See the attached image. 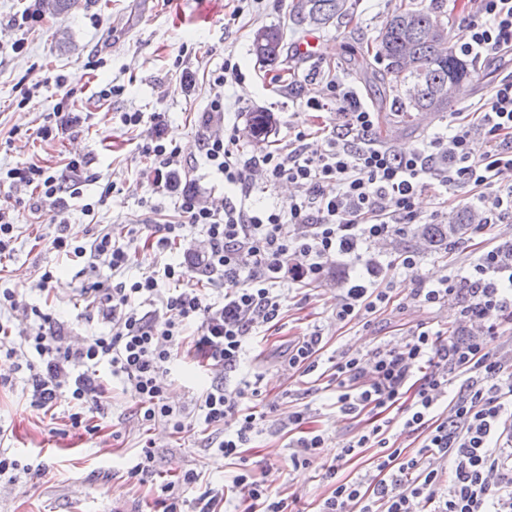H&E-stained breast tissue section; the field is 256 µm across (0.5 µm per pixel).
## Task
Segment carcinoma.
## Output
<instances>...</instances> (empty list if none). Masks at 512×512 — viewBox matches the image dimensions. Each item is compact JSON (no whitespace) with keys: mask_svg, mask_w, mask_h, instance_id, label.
<instances>
[{"mask_svg":"<svg viewBox=\"0 0 512 512\" xmlns=\"http://www.w3.org/2000/svg\"><path fill=\"white\" fill-rule=\"evenodd\" d=\"M442 6L433 3L418 9L397 10L386 20L377 44L376 59L385 62L380 79L396 92L394 105L403 114L443 112L452 96L448 86L470 76L468 64L448 45V33L440 18ZM347 0H293L292 15L299 24L325 27L344 17ZM283 32L275 27L254 34L253 50L264 62H275L283 50ZM270 114L257 112L251 118L252 137L268 133ZM472 226L468 212L446 224H420L417 232L432 245L461 239Z\"/></svg>","mask_w":512,"mask_h":512,"instance_id":"1","label":"carcinoma"}]
</instances>
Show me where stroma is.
<instances>
[{"instance_id": "obj_1", "label": "stroma", "mask_w": 512, "mask_h": 512, "mask_svg": "<svg viewBox=\"0 0 512 512\" xmlns=\"http://www.w3.org/2000/svg\"><path fill=\"white\" fill-rule=\"evenodd\" d=\"M34 0H0V168L38 163L60 168L64 159L80 155L90 159L88 178L81 198L70 200L64 214L77 235L115 225H129L151 235L162 224L180 220L172 192L152 191L147 182L148 160L136 150V138L114 115L118 112H164L167 136L180 145L190 166L181 174V184L215 199L225 196L221 176L200 164L198 134L216 92H223L226 107L214 125L245 129L253 113L273 114L265 140L252 144L240 139L246 155L283 146L287 124L311 129L328 121L329 112H314L300 105V97L313 94L305 77L311 68L348 80L361 102L379 114L380 139L396 151L405 152L444 129L457 113L478 112L500 75L496 65L474 64L463 93L455 95L447 111L408 120L395 112L392 100L375 77L377 40L386 19L397 9L429 6L431 0H348L346 16L335 24L316 28L297 25L290 9L292 0H265L259 13L244 14L225 29V0H76L67 13L45 14L34 25L14 27L10 18L21 15ZM278 27L285 33V49L273 64H259L253 51V36L259 28ZM320 40L321 50L312 58L297 55L296 47L306 37ZM24 41L15 52L16 41ZM232 53L246 79L216 89L212 75ZM183 65H176V57ZM191 70L194 85L182 91V70ZM63 85H56L55 76ZM124 86L122 95L97 106L93 94L109 84ZM72 89L73 111L90 118L72 134L41 140L36 131L53 113L65 91ZM98 201L94 214H85L84 203ZM17 239L12 258L0 262V277L28 287V303L40 301L31 286L45 268H52L50 298L60 321L73 323L79 334L98 333V321H77L74 307L80 281L74 263L46 248L49 212L31 213L19 207L14 212ZM512 243V221L474 226L464 239L448 247H434L416 232L395 237L373 258L379 264L380 281L394 282L399 297L372 317L370 327L358 321L330 323L329 317L345 279L354 268L342 256L332 257L321 282L306 294L291 293L288 308L277 330L259 341L260 355L246 361L241 375L256 381L260 394L258 411L265 419L252 440L249 466L255 477L272 491L290 499L292 512H314L331 490L325 473L357 424L336 412L326 389L331 373L330 357L343 352L364 353L381 343L406 340L418 325L456 332L459 307L448 302L427 308L401 305L415 281L390 267L395 254L417 251L422 255L418 280L434 283L456 270L471 268L484 252ZM323 327V348L317 369L299 376L287 371L282 354L289 340L312 325ZM311 410L309 430L323 433L324 448L309 466L293 467L288 459L289 433L286 420L297 406ZM0 426L8 429L5 448L16 454L38 456L45 466L42 478L19 488L0 479V512H155L160 484L189 469L203 472L199 483L186 487L184 497L196 506L202 495L222 498L232 467L214 456L210 441L222 440V432L209 430L171 435L164 426L145 429L135 415V403L121 387L112 390V413L107 426L91 436L72 429L67 406L55 415L34 407L21 385L0 388ZM155 442L151 471L144 481L127 477L145 438Z\"/></svg>"}]
</instances>
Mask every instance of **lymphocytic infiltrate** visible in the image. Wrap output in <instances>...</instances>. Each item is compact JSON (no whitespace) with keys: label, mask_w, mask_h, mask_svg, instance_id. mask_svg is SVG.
Segmentation results:
<instances>
[{"label":"lymphocytic infiltrate","mask_w":512,"mask_h":512,"mask_svg":"<svg viewBox=\"0 0 512 512\" xmlns=\"http://www.w3.org/2000/svg\"><path fill=\"white\" fill-rule=\"evenodd\" d=\"M471 3L461 53L482 63L512 55V0ZM309 82L318 93L305 107L336 110L334 124L323 129L321 152H308L307 132L294 125L287 146L250 157L241 153L236 129L208 127L199 140L206 165L242 195L260 183L293 184L296 192L281 208L214 204L186 192L177 200L181 223L164 225L158 240L141 239L133 227L120 236L101 229L81 239L60 215L67 198L83 194L86 158H68L56 171L36 163L0 171V185L31 188L32 212L58 216L50 248L79 264L83 316L104 326L70 340L48 305L25 304V289L0 279V386L23 379L34 406L67 404L72 427L91 435L97 428L85 415L107 414L110 379L134 397L142 424L178 435L191 430L195 414L201 426L223 428L215 454L236 467L224 512H288L286 500L255 478L244 455L259 431L250 404L259 391L247 381L233 387L222 381L175 406L163 374L180 362L222 377L240 369L255 336L280 322L289 292L318 282L336 254L363 271L346 280L332 319L365 320L388 307L394 286L379 282L368 254L420 223L416 199L426 189L441 196L477 190L468 207L481 223L512 219V71L499 76L477 121L458 118L427 146L404 153L378 142L376 113L344 78L313 75ZM119 120L131 131L149 123L139 150L152 161V186L174 188L186 162L167 137L164 113L123 112ZM191 231L196 243L175 261V244ZM142 247L153 252L150 271L121 280ZM505 265L491 250L468 274L442 277L407 295L422 307L459 301L460 320L475 325V334L445 338L418 329L406 343L337 358L336 407L355 418L369 413L375 423L341 447L326 473L332 490L319 512H512V433L505 428L512 418V363L486 343L512 317V276H500ZM197 270L213 298L191 286ZM20 309L21 326L13 321ZM396 430L425 437L409 454L392 445ZM364 448L376 451L373 472L339 478L340 466Z\"/></svg>","instance_id":"f902f5d3"}]
</instances>
